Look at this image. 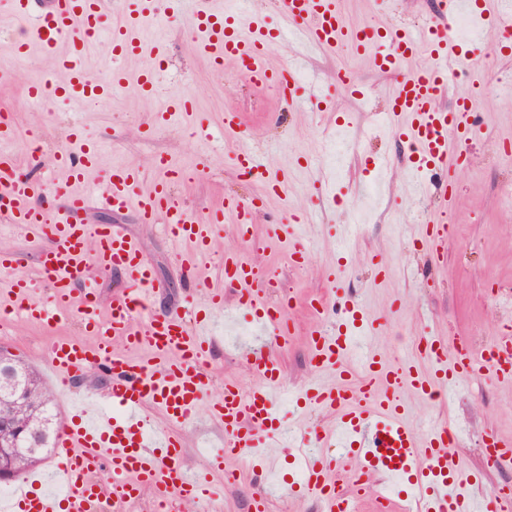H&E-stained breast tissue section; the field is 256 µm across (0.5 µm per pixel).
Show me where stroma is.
I'll return each mask as SVG.
<instances>
[{
    "label": "stroma",
    "instance_id": "obj_1",
    "mask_svg": "<svg viewBox=\"0 0 512 512\" xmlns=\"http://www.w3.org/2000/svg\"><path fill=\"white\" fill-rule=\"evenodd\" d=\"M346 20L353 25H419L435 16L436 0H340ZM192 5L184 0L173 7L169 0H158L154 28L142 29L146 43L161 40L166 61L156 68L153 56L142 54L126 61L130 75L157 69V95L141 97L136 84L104 101L66 100L49 96L40 106L28 105L24 89L33 80L62 82L48 56L33 51L26 57L12 55L9 41L23 38L24 24L12 14L9 5L0 6V110L8 111L18 130L17 140L0 144V149L15 153L21 168L30 178L51 177L49 159L60 149L79 151L80 144L70 137L73 126H80L85 139L97 143L100 152L97 168L89 172L87 187L104 183L113 169L136 164L151 170L157 154H168L181 174L173 185L176 196L198 216H207L222 199L236 197L263 201L250 241H242L233 225H219L214 233L209 257L199 263V286L224 291V309L232 311L235 290L224 283L221 266L225 254L240 253L260 269L275 273V286L268 289L271 303L287 301L292 333L272 345L284 384L298 388L313 377L309 365L307 332L321 317L310 307L312 299L332 305L337 289H344L363 303L366 311L380 318L381 327L373 341L390 357H397L413 337L429 332L444 339L461 337L481 347L495 336L503 324L512 323V307L496 306L492 295L498 288L512 287V207L498 190V181L512 170V159L497 156L500 143L512 139V54L490 58L484 90L478 96L472 116L479 136L470 145L467 163L458 168L454 195L445 205L451 230L439 262H432L427 245L411 242L408 229L424 223L437 200L415 198L406 183L405 149L395 141L389 128L376 124L375 112L387 110L395 78L379 72L368 59L351 58L349 51L330 55L315 54L309 71L326 82H333L336 71L349 65L357 87L364 96L337 90L327 112H303L288 109L271 88L252 85L232 68L212 70L195 52L189 31ZM173 94L190 96L195 104L192 114H175L169 124L157 131L149 125L154 112ZM371 97L374 112L362 111L364 97ZM239 113L246 130L247 145L258 151L271 168L290 171L288 199L265 197L260 184L240 176L232 153L237 139L224 135L225 112ZM348 122L349 134L361 142L362 150L348 154L339 162L323 161L311 167H296L295 159L320 153L322 135L331 133L337 122ZM207 127L206 138H199L197 124ZM388 157L391 168L384 170L378 182L382 193L370 196L363 187L369 156ZM355 200L356 214L336 207L319 208L317 192ZM317 209L316 224L307 235L312 251L302 267L290 261L293 240L286 231L290 210ZM88 224H116L141 245L155 275L154 305L160 312L181 310L190 288L184 277V265L191 256L188 245L178 244L160 225L140 223L131 212L114 213L90 203L83 215ZM361 224V232L348 237L346 256H339L335 229ZM279 233H272V225ZM42 241L25 233L1 238L0 251L22 258L15 271L0 274V290L7 288L14 275L35 277ZM388 262L385 280L373 285V257ZM345 258V269H338V258ZM246 320L231 324L225 316L215 324L218 349L208 373L209 399H217L225 383L250 386L243 353L233 337L246 327ZM79 321L59 329H48L18 318L0 323V349L9 351L38 368H45L51 344L58 339H85ZM408 406L406 420L418 435H425L431 422H449L462 430V440L449 452L463 457L472 473L481 481V490L493 492L504 481H512V464L487 468L482 441L493 433L512 437V387L482 380L475 382L452 400L427 401L404 393ZM184 444V459L191 468L209 466L199 457L197 445L207 439L221 445V432L206 413L191 423L176 426ZM236 478L226 481V471ZM213 478L224 486L223 500L201 503L195 512H249L250 495L258 475L252 467L233 457L225 458L222 469Z\"/></svg>",
    "mask_w": 512,
    "mask_h": 512
}]
</instances>
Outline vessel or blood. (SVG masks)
<instances>
[{
    "label": "vessel or blood",
    "mask_w": 512,
    "mask_h": 512,
    "mask_svg": "<svg viewBox=\"0 0 512 512\" xmlns=\"http://www.w3.org/2000/svg\"><path fill=\"white\" fill-rule=\"evenodd\" d=\"M281 16L303 46L336 53L348 48L369 58L373 67L397 75L389 109L391 132L407 150L406 179L415 194L428 191L431 172H441L440 189L450 193V176L460 163V140L475 138L471 121L474 99L458 97L451 108L440 105L460 67L470 74L483 70L477 49L491 40L499 53L512 50V0H442L441 20L417 26L387 29L377 25L347 23L340 0H280ZM156 13L155 0H120L114 15H107L105 0H49L45 13L27 38L10 42L9 50L26 54L39 46L64 74L62 84L51 87L35 81L28 85L31 101L54 92L74 100H96L124 88L128 73L124 63L139 55L144 45L141 27ZM468 16L474 39L460 36L455 21ZM198 54L216 70L232 67L253 84L278 89L288 107L304 110L329 103L327 85L311 79L298 83L305 70L304 54L288 65L275 67L268 56L277 34L266 28L259 15L243 16L232 8L214 10L211 0H197L192 16ZM108 32L113 67L103 80L90 79L85 69L89 45ZM432 59L428 68H411L416 57ZM99 153L86 145L78 158L58 153L55 164L62 176L45 184L18 177L20 166L12 154L0 152V216L8 227L22 229L46 240L38 274L46 279L49 300L32 296L33 282L12 279L8 302L0 311L45 325H62L78 319L94 344L62 339L51 348L50 371L62 386L91 369L109 380L93 405L78 410L63 422L57 442V464L69 488H50L43 473L29 472L16 484L14 512H102L103 497H111L112 512H130L144 495L156 503L171 501L191 505L223 496L221 485L207 474L188 468L183 444L169 433L154 431L146 408H157L166 420L182 425L194 419L201 404L224 432V452L230 456L261 459L270 440L287 436L288 448L305 470L299 492L318 494L323 512H357V502L367 495L372 479L398 483L394 499L375 496L376 512H512V488L476 494L472 474L462 458L449 454L448 442L457 438L447 423L419 436L406 421L403 391L435 400L479 379L512 385V327L504 326L488 354H476L466 343L426 333L414 342V354L390 360L377 346H359L360 336L376 331L361 302L341 296L338 324L311 328L307 334L309 360L315 377L296 393L304 407L327 410L332 426L288 429L276 395L282 385L281 369L267 345L251 347L248 367L256 379L247 390L228 383L217 400L206 401L214 338L211 314L224 308V293L205 292L203 300L187 296L194 318L155 313V277L144 260L137 240L117 225L82 223L80 215L90 200L107 210L136 212L141 223L163 222L175 241L189 244L196 257L209 254L216 225H235L240 237L251 233L258 210L255 201L228 198L208 217L191 213L171 190L179 172L165 156H157L152 184H145L141 169L133 164L112 171L96 198L80 191L89 171L98 165ZM238 170L247 172L264 189L266 197L288 196L287 172L271 170L250 147L234 153ZM67 197L66 212L54 210L50 199ZM448 237V216L439 213L417 225L414 238L440 253ZM122 270L129 286L102 306L86 267ZM82 290H74L75 281ZM224 280L237 289V308L253 324L271 335H286L290 323L283 309L269 305L256 265L239 254L224 257ZM123 350H115L113 341ZM151 351L148 362L128 357L131 349ZM487 465L512 461V439L487 435ZM111 475L102 485L94 475Z\"/></svg>",
    "instance_id": "1"
}]
</instances>
